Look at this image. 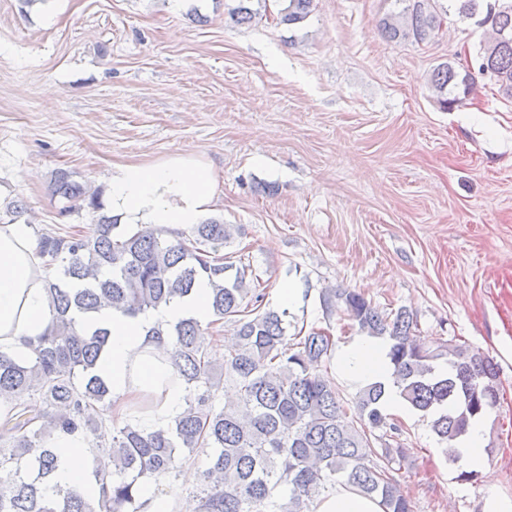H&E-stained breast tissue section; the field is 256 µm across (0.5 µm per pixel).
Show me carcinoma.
<instances>
[{
	"label": "carcinoma",
	"instance_id": "carcinoma-1",
	"mask_svg": "<svg viewBox=\"0 0 512 512\" xmlns=\"http://www.w3.org/2000/svg\"><path fill=\"white\" fill-rule=\"evenodd\" d=\"M247 0L230 10L233 21L256 15ZM404 7L379 20L390 41L423 43L439 31L443 16L462 21L478 14L484 22L474 65L459 73L454 63L437 65L431 86L443 110L468 97L476 80L487 79L512 101V0H399ZM313 0H288L283 21L303 20ZM54 195L65 201L64 218L88 207L98 213L84 227L52 229L38 237L36 253L56 275L47 280L52 322L19 357L0 349V512H146L144 486L176 477L178 465L208 448L203 488L196 512H309L328 486L340 479L360 493L381 499L384 512H412L389 464L402 457L394 432L378 450L371 429L385 424L379 401L382 386L369 385L347 416L340 395L321 372L331 356L333 337L323 329L287 338L286 312L268 308L251 265L224 253L232 232L218 218L188 231L141 226L129 229L101 213L100 194L56 173ZM202 281L212 286L211 320L185 318L152 330L150 341L176 345L172 381L185 384L190 397L174 423L150 432L131 408L123 424L112 417L113 398L96 368L108 331L88 322L107 301L135 316L188 296ZM326 310L341 309L360 330L390 339L393 377L410 405L435 415L433 430L448 443L463 436L470 419L484 416L498 402V365L465 346L426 348L413 333L405 310L389 318L361 294L337 289L323 296ZM234 325L233 336H208ZM445 360L448 374L440 372ZM37 398L41 411H30ZM453 401L454 413L439 407ZM81 435L90 451L106 454L112 469L97 471L92 491L81 493L53 482L61 464L52 432ZM288 488V501L278 495Z\"/></svg>",
	"mask_w": 512,
	"mask_h": 512
}]
</instances>
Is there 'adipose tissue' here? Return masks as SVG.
<instances>
[{
	"instance_id": "1",
	"label": "adipose tissue",
	"mask_w": 512,
	"mask_h": 512,
	"mask_svg": "<svg viewBox=\"0 0 512 512\" xmlns=\"http://www.w3.org/2000/svg\"><path fill=\"white\" fill-rule=\"evenodd\" d=\"M217 183L200 161L173 156L151 164H128L112 174L106 198L120 223L133 226L189 230L213 209ZM25 224H0V348L28 354V344L42 336L51 320L46 272L36 257ZM208 322L209 290L194 288L187 298L134 317L105 308L96 316L97 326L110 332L97 373L111 388L112 415L124 418L132 404L151 396L154 404L143 413L140 425L151 431L170 424L182 411L186 386L170 381L171 357L154 358L145 342L153 327H169L184 318ZM389 343L378 336H357L336 355V380L360 389L379 383L384 387L383 412L407 415L408 405L393 382L388 358ZM486 420H471L465 436L445 448L460 471L484 477L483 512H512V497L502 491L505 474L487 465ZM62 464L55 474L61 485L86 486L89 473L101 467L89 453L82 436L57 440ZM314 512H384L379 498L359 493L339 483L316 500Z\"/></svg>"
}]
</instances>
